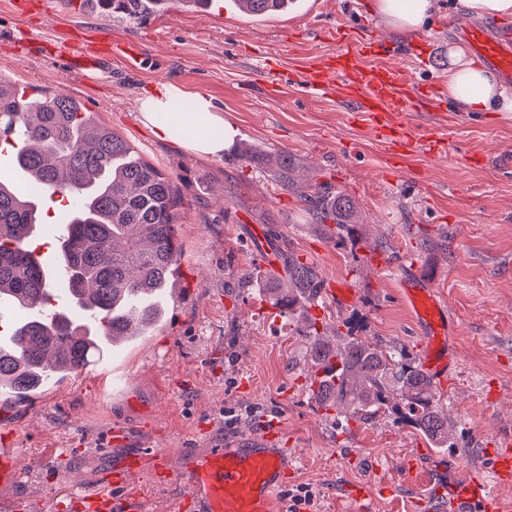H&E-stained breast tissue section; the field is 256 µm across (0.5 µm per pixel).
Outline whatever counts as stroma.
I'll return each mask as SVG.
<instances>
[{"instance_id": "35a3bbf8", "label": "stroma", "mask_w": 512, "mask_h": 512, "mask_svg": "<svg viewBox=\"0 0 512 512\" xmlns=\"http://www.w3.org/2000/svg\"><path fill=\"white\" fill-rule=\"evenodd\" d=\"M42 21L0 0V78L34 96L65 93L96 122L125 138L172 177L183 197L182 255L163 324L135 341L110 347L82 379L47 385L34 408L0 421V443L18 451L11 488L23 512H79L75 499L95 492L103 473L150 448L204 450L257 432L264 417H281L277 446L294 469L274 504L286 512L288 493L312 488L306 512H347L350 485L385 480L397 496L371 512H427L423 498L458 470L488 475L490 452L512 449V112L447 109L452 155L417 154L391 172L383 144L363 116L337 100L308 95L299 65L332 53L336 29H372L390 46L402 40L374 13L372 0H296L287 11L253 17L234 0H185L136 18L103 14L89 0H47ZM140 47L138 59L112 57L77 75L65 56L39 47L72 34ZM415 42L429 46L426 62L410 53L392 59L416 80L440 79L454 35L427 22ZM282 74L279 94L263 92L262 55ZM172 82L212 98L236 124L238 143L266 155L288 151L295 166L286 184L269 168L242 162L236 150L199 157L144 125L141 98ZM329 183L355 201L363 240L336 245L314 226L299 201L312 183ZM276 234L316 265L324 281L348 280L353 307L320 296L311 308L318 325H345L354 334L419 363L422 331L406 309L399 280L418 263L455 313L457 357L436 392L456 445L432 447L413 427L379 411L337 421L314 403L307 386L310 339L303 317L287 316L259 295V245L253 232ZM391 264L380 270L371 260ZM122 427L123 440L113 437ZM143 512H173L179 490L133 479Z\"/></svg>"}]
</instances>
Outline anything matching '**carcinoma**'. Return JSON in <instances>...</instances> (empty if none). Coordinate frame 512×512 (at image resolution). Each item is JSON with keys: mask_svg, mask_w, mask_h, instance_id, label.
<instances>
[{"mask_svg": "<svg viewBox=\"0 0 512 512\" xmlns=\"http://www.w3.org/2000/svg\"><path fill=\"white\" fill-rule=\"evenodd\" d=\"M108 11L134 17L168 0H99ZM242 12L266 15L293 0H234ZM0 78V148L16 168L41 188L34 197L20 187L4 188L0 177V296L39 309V316L10 326L0 348V397L20 402L50 380H63L101 352L85 336L133 340L147 335L162 316L156 297L168 288L182 249L183 199L178 186L111 129L98 125L68 95L32 100ZM248 161L270 165L292 180L288 152ZM82 200L67 211V234L58 240L59 270L45 264L34 246L43 197ZM302 201L316 224L336 244L361 240L354 201L328 184L314 183ZM319 269L288 250L284 274H272L265 297L282 313L307 314L321 294ZM69 291L78 309H92L99 327L88 333L81 316L53 321L51 300ZM310 391L319 406L336 410L343 422L364 420L380 410L398 414L431 443L454 447L448 417L428 376L392 349L350 333L331 345L309 324Z\"/></svg>", "mask_w": 512, "mask_h": 512, "instance_id": "obj_1", "label": "carcinoma"}]
</instances>
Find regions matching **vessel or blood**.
I'll list each match as a JSON object with an SVG mask.
<instances>
[{
    "label": "vessel or blood",
    "instance_id": "b4317fda",
    "mask_svg": "<svg viewBox=\"0 0 512 512\" xmlns=\"http://www.w3.org/2000/svg\"><path fill=\"white\" fill-rule=\"evenodd\" d=\"M455 36L467 40L474 55L497 68L512 83V34L500 33L485 25L455 17L449 20ZM336 53L323 58L317 66H301L302 83L316 97L336 98L351 112L365 113L376 138L388 152V163L398 166L412 154L447 153L450 140L441 128L429 126L411 130L406 122L414 101H435L438 83H419L395 67L369 65L365 62L368 44L340 34ZM45 54L68 55L79 72L94 69L101 59L111 56L112 44L104 41L93 48L76 44H49ZM400 288L407 306L422 327L425 341L422 366L433 380H443L456 357L450 348L448 334L452 312L430 284L420 277L401 280ZM281 432L277 420H269L260 434L236 445L215 444L205 451L184 449L182 466L174 482L181 490L179 507L192 512H274V501L282 489L284 476L292 460L273 439ZM15 450L0 445V512H21L20 502L2 495V488L17 478ZM512 483V451L497 450L492 454L491 474L479 478L464 470L429 502L430 512H500L496 487ZM392 496L391 486H378L368 491L364 485H352L346 492L354 512H369L367 503L373 495Z\"/></svg>",
    "mask_w": 512,
    "mask_h": 512
}]
</instances>
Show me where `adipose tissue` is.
<instances>
[{"mask_svg": "<svg viewBox=\"0 0 512 512\" xmlns=\"http://www.w3.org/2000/svg\"><path fill=\"white\" fill-rule=\"evenodd\" d=\"M436 0H374L376 12L397 31L411 36L422 29L434 11ZM450 65L445 77L448 99L459 112H512V94L503 88L498 75L474 63L458 45L448 49ZM170 116L158 122V113ZM145 125L159 135L199 156H220L229 149L237 128L218 110L211 97L167 83L140 101Z\"/></svg>", "mask_w": 512, "mask_h": 512, "instance_id": "adipose-tissue-1", "label": "adipose tissue"}]
</instances>
